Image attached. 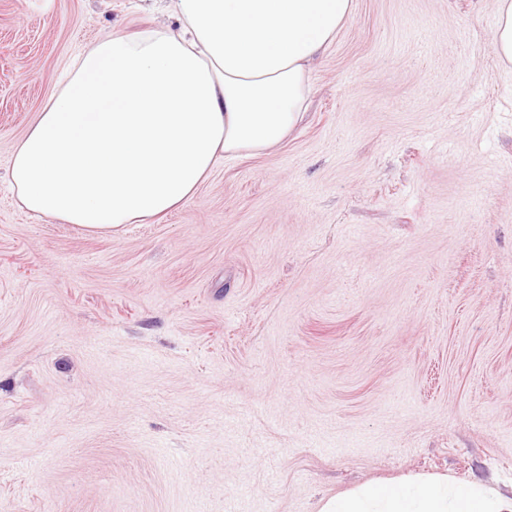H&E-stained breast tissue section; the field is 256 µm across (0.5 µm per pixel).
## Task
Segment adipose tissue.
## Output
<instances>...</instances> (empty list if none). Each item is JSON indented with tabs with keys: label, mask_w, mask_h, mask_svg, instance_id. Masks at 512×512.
Returning <instances> with one entry per match:
<instances>
[{
	"label": "adipose tissue",
	"mask_w": 512,
	"mask_h": 512,
	"mask_svg": "<svg viewBox=\"0 0 512 512\" xmlns=\"http://www.w3.org/2000/svg\"><path fill=\"white\" fill-rule=\"evenodd\" d=\"M177 30L87 45L12 151L25 210L111 235L165 216L219 159L282 143L302 117L310 62L351 0H169ZM320 512H512V495L448 478L370 484Z\"/></svg>",
	"instance_id": "ef3b65f1"
}]
</instances>
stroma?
I'll use <instances>...</instances> for the list:
<instances>
[{"label": "stroma", "mask_w": 512, "mask_h": 512, "mask_svg": "<svg viewBox=\"0 0 512 512\" xmlns=\"http://www.w3.org/2000/svg\"><path fill=\"white\" fill-rule=\"evenodd\" d=\"M301 123L110 236L20 208L14 144L163 0H0V512H318L512 494V64L497 0H351ZM496 22L492 47L497 57L505 63H512V1L497 0ZM320 512H512V495L448 477L416 478L370 484L331 497Z\"/></svg>", "instance_id": "stroma-1"}]
</instances>
